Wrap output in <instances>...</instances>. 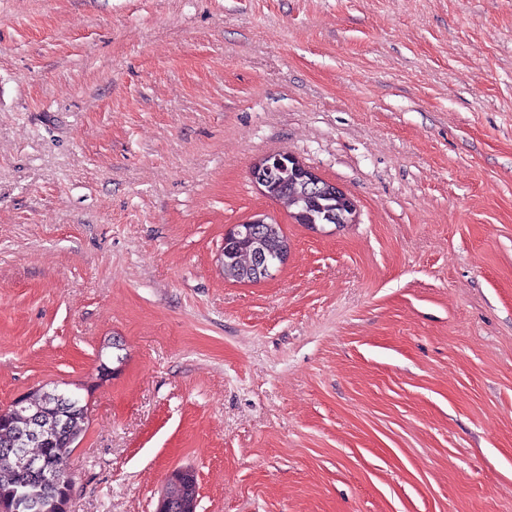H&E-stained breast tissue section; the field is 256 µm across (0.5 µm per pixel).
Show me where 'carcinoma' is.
<instances>
[{
  "mask_svg": "<svg viewBox=\"0 0 512 512\" xmlns=\"http://www.w3.org/2000/svg\"><path fill=\"white\" fill-rule=\"evenodd\" d=\"M273 184L272 199L293 209L292 217L299 224L315 226L333 224L341 227L350 221L346 201L337 196L315 193L293 170H278L266 174ZM237 237L225 246L224 276L237 282H258L265 278L263 265L276 269L280 254L287 248L280 225L239 224ZM72 391L58 385L42 386L32 392L37 404L44 408V422L56 428L47 441L28 446L31 456L40 467L19 466L11 448L18 435L26 430L24 417L15 416L0 424V501L8 500L16 512H55L56 503L64 496L62 486L48 481L44 472H65L69 456L87 423V405L81 398H71ZM196 489V476L186 470L181 480H169L163 499L176 507Z\"/></svg>",
  "mask_w": 512,
  "mask_h": 512,
  "instance_id": "carcinoma-1",
  "label": "carcinoma"
}]
</instances>
